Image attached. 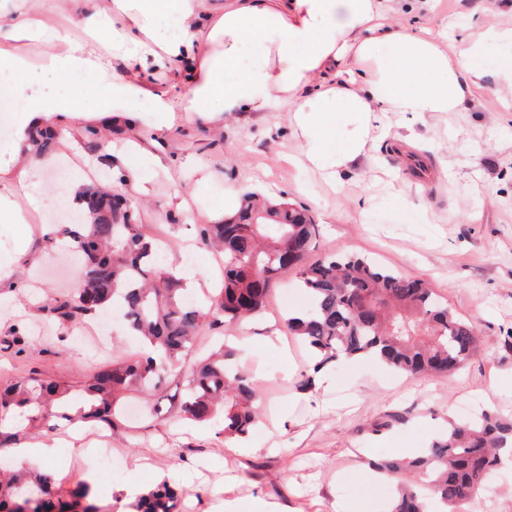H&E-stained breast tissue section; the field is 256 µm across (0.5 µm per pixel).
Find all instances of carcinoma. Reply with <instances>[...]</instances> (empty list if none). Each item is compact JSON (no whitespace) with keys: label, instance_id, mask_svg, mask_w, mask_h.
Wrapping results in <instances>:
<instances>
[{"label":"carcinoma","instance_id":"obj_1","mask_svg":"<svg viewBox=\"0 0 512 512\" xmlns=\"http://www.w3.org/2000/svg\"><path fill=\"white\" fill-rule=\"evenodd\" d=\"M48 128L35 129L31 143L42 150L55 139ZM91 186L79 193L93 223L60 233L76 243L83 263L80 287L46 309L61 323H75L108 305L122 312L127 328L150 348L135 360L118 359L85 384L88 421L114 426L119 394L156 391L174 373L187 378L181 404L185 418L219 417L224 438L247 436L257 418L255 388L235 364L237 352L218 349L189 366L196 335L212 326H233L266 306L272 286L293 273L311 305L286 321L288 333L308 347L316 366L344 355L372 357L410 377L454 373L476 345L473 325L443 306L418 280L394 273L357 255L327 256L308 265L316 225L305 210L286 200L252 193L221 224L200 227L201 243L224 250V282L207 305L183 295L181 279L158 263V248L135 222L134 208L120 192ZM68 389L56 381L32 378L0 388V414L24 409L36 422L58 416ZM406 422L390 413L373 425L380 433ZM512 445V415L483 411L451 418L423 453L375 466L397 488L391 512H457L479 498L505 466L500 450ZM181 493L161 483L142 495L136 512H176ZM0 512H101L93 485L79 481L63 489L55 475L29 477L0 464Z\"/></svg>","mask_w":512,"mask_h":512}]
</instances>
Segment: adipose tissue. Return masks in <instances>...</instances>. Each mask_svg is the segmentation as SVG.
I'll return each mask as SVG.
<instances>
[{
    "instance_id": "adipose-tissue-1",
    "label": "adipose tissue",
    "mask_w": 512,
    "mask_h": 512,
    "mask_svg": "<svg viewBox=\"0 0 512 512\" xmlns=\"http://www.w3.org/2000/svg\"><path fill=\"white\" fill-rule=\"evenodd\" d=\"M74 29L51 27L38 0H9L0 25V80L18 108L0 152V223L22 224L26 209L55 199L37 193L56 157L36 156L32 128L66 131L77 119L169 129L175 113L220 125L237 112L276 106L300 136L303 165L338 178L366 154L378 112L467 111L487 77L501 111H512V28L485 23L450 45L426 29L393 22L405 0H68ZM58 43L41 70L96 76L106 86L92 108L82 87L46 96L24 79L27 43ZM183 70L176 92L153 89L160 70Z\"/></svg>"
}]
</instances>
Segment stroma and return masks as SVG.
Masks as SVG:
<instances>
[{
    "label": "stroma",
    "mask_w": 512,
    "mask_h": 512,
    "mask_svg": "<svg viewBox=\"0 0 512 512\" xmlns=\"http://www.w3.org/2000/svg\"><path fill=\"white\" fill-rule=\"evenodd\" d=\"M487 7V0H429L398 20L411 27L447 26L452 42L488 19L512 26V11L490 15ZM495 91L486 83L468 112L381 116V124L395 131L413 129L416 139L372 142L368 162L350 168L336 187L320 172L291 162L299 143L285 112L238 114L225 118L220 130L177 117L160 136L146 125L134 134L104 126L108 154L79 130L58 138L54 155L66 164L78 159L95 167L105 183L140 164L129 142L148 141L161 166L149 169L147 193L127 184L122 192L134 202L146 235L161 246L164 263L177 264L189 253L196 265H211L212 275L201 279L192 301L208 302L224 263L200 243L199 225L215 223L225 192L266 188L312 216L317 233L306 263L353 254L423 280L475 326L483 344L452 375L408 378L370 361L342 360L328 369L329 387L299 390L310 370L307 350L290 334L271 338L267 327L310 304L288 275L248 325L208 329L194 340L198 356L221 341L232 343L261 386L260 421L246 438L249 453H227L221 424L180 415L187 390L182 375L148 396L124 394L125 422L111 434L118 471L101 467L92 455L99 442L90 423L74 439L64 420L52 430L20 427L13 447L68 438L58 450L57 477L67 486L93 480L102 506L117 489L139 495L165 481L182 490L185 512H213L220 500L233 502L235 512H253L258 498L274 512H386L391 491L375 478L373 463L429 447L463 404L512 411V347L503 344L512 331V112L499 111ZM45 215L40 209L31 224H0L1 258L14 254L20 234L28 235L19 277L41 290L33 300L17 294V308L0 307V386L50 377L68 384L75 399L83 382L112 359L136 357L143 346L117 319L106 329L93 317L74 324L48 321L43 304L68 293L79 270L46 242ZM389 411L404 413L406 423L371 435V424Z\"/></svg>",
    "instance_id": "1"
}]
</instances>
